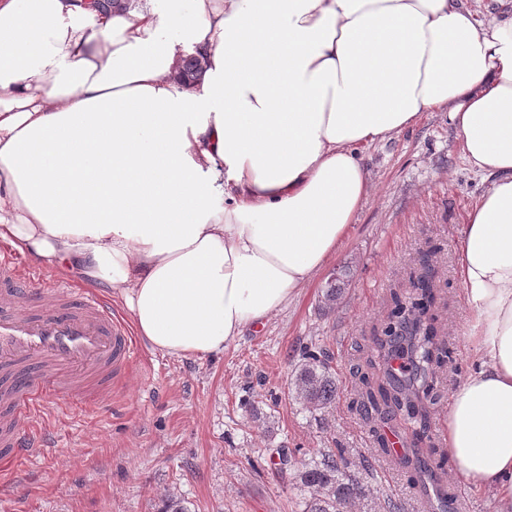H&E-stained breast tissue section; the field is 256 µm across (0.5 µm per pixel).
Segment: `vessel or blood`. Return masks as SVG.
I'll use <instances>...</instances> for the list:
<instances>
[{"label":"vessel or blood","instance_id":"b4317fda","mask_svg":"<svg viewBox=\"0 0 512 512\" xmlns=\"http://www.w3.org/2000/svg\"><path fill=\"white\" fill-rule=\"evenodd\" d=\"M44 294L21 298L15 257L0 251V461L42 454L47 442L32 422L42 395L82 400L112 391V378L138 356L125 325L93 291L44 280Z\"/></svg>","mask_w":512,"mask_h":512}]
</instances>
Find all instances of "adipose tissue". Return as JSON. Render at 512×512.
Returning <instances> with one entry per match:
<instances>
[{
  "instance_id": "adipose-tissue-1",
  "label": "adipose tissue",
  "mask_w": 512,
  "mask_h": 512,
  "mask_svg": "<svg viewBox=\"0 0 512 512\" xmlns=\"http://www.w3.org/2000/svg\"><path fill=\"white\" fill-rule=\"evenodd\" d=\"M428 112L490 180L462 226L471 368L446 443L468 487L511 500L512 9L0 0V241L104 289L150 350L202 359L306 287L371 193L361 147ZM205 70L200 57L187 55L177 67V79L184 85H191L198 82Z\"/></svg>"
}]
</instances>
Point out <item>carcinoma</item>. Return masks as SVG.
Masks as SVG:
<instances>
[{
  "mask_svg": "<svg viewBox=\"0 0 512 512\" xmlns=\"http://www.w3.org/2000/svg\"><path fill=\"white\" fill-rule=\"evenodd\" d=\"M205 70L200 57L186 56L177 67V79L184 85L198 82ZM349 271L341 270L332 277L322 291L321 309L330 313L336 309L344 293ZM415 296L410 301L394 298L395 308L387 329L392 332L387 356L408 352L402 374L391 368L381 370L376 386H368L363 407L384 417H394L401 410L402 401L420 400L423 406L436 401L431 377L433 365L443 357L437 347L435 331L428 312L434 303L431 282L417 279L413 285ZM298 399L313 411L328 408L336 399V377L329 365L328 355L303 354V362L294 380ZM298 487L304 492L302 512H351L364 498L366 487L351 473L342 449H329L321 457L304 464L296 475Z\"/></svg>",
  "mask_w": 512,
  "mask_h": 512,
  "instance_id": "1",
  "label": "carcinoma"
}]
</instances>
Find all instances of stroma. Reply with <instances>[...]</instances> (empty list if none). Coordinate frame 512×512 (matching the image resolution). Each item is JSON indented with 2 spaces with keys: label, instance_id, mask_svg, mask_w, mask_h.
Listing matches in <instances>:
<instances>
[{
  "label": "stroma",
  "instance_id": "obj_1",
  "mask_svg": "<svg viewBox=\"0 0 512 512\" xmlns=\"http://www.w3.org/2000/svg\"><path fill=\"white\" fill-rule=\"evenodd\" d=\"M363 154L372 191L335 256L286 308L213 357L174 359L140 346L111 395L95 403L51 398L35 428L52 446L14 463L0 512H157L167 498L190 512H301L296 470L327 448L344 449L368 487L355 512H390L394 503L400 512H438L411 460L382 451L392 435L443 461L441 483L462 499V512H512L494 490L467 489L445 441L450 396L470 363L460 232L488 183L470 169L444 112ZM424 254L440 290L435 326L448 361L435 375L440 399L423 433L365 414L354 369ZM343 267L351 271L345 292L334 313L321 314L322 290ZM308 349L329 353L336 372V401L321 412H309L294 391ZM282 446L295 452L283 471L267 454Z\"/></svg>",
  "mask_w": 512,
  "mask_h": 512
}]
</instances>
